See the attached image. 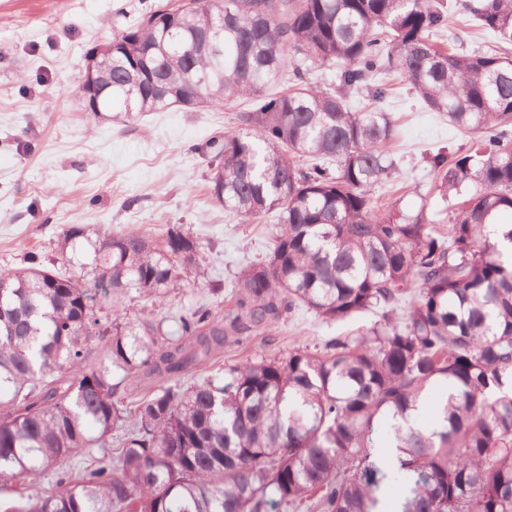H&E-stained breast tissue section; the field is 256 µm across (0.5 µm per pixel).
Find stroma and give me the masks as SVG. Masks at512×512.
<instances>
[{
	"label": "stroma",
	"mask_w": 512,
	"mask_h": 512,
	"mask_svg": "<svg viewBox=\"0 0 512 512\" xmlns=\"http://www.w3.org/2000/svg\"><path fill=\"white\" fill-rule=\"evenodd\" d=\"M160 0H0V267L23 266L37 255L45 266L77 272L88 241L127 229L162 240L183 225L199 244L201 277L182 279L158 297H134L125 318L176 330L177 317L198 307L234 309L229 283L272 247L273 220L239 223L209 188L213 137L239 130L238 108L174 107L165 112L91 113L79 92L90 48L127 30ZM390 110L403 155L398 187L381 200L420 204L433 176L426 160L441 148L468 145L447 117L419 107L403 82L393 85ZM86 236L63 247L65 230ZM379 311L356 321L326 322L301 310L270 329L250 328L198 368L203 378L226 365L297 348L322 351Z\"/></svg>",
	"instance_id": "stroma-1"
}]
</instances>
